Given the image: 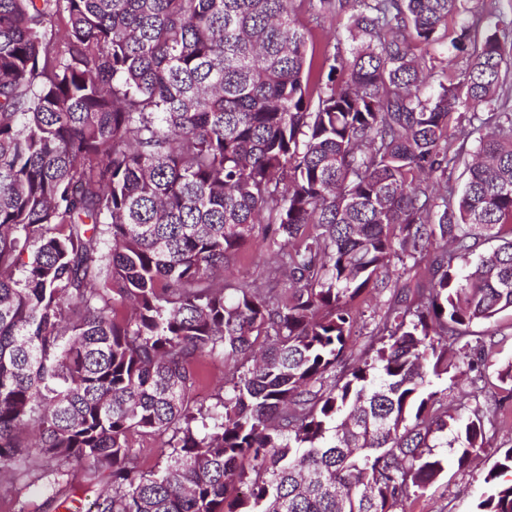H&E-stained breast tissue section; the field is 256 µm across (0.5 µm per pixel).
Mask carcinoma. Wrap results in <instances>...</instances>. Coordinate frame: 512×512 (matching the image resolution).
I'll return each instance as SVG.
<instances>
[{
  "instance_id": "1",
  "label": "carcinoma",
  "mask_w": 512,
  "mask_h": 512,
  "mask_svg": "<svg viewBox=\"0 0 512 512\" xmlns=\"http://www.w3.org/2000/svg\"><path fill=\"white\" fill-rule=\"evenodd\" d=\"M465 3L308 0L347 20L316 67L293 0H0V489L87 463L89 512H406L488 447L512 362L479 400L470 328L512 311V40L416 54ZM255 224L278 265L224 281ZM207 358L233 369L205 410ZM509 471L476 512H512ZM354 303L353 312L357 316V322L353 326L351 333V344L353 346L352 359L358 360L362 357L366 336L371 331L373 312L382 310L389 297V291L369 289ZM166 437H155L153 439H145L135 445V448L140 453L142 463L146 469L157 468V466H164L165 457L160 455V445Z\"/></svg>"
}]
</instances>
